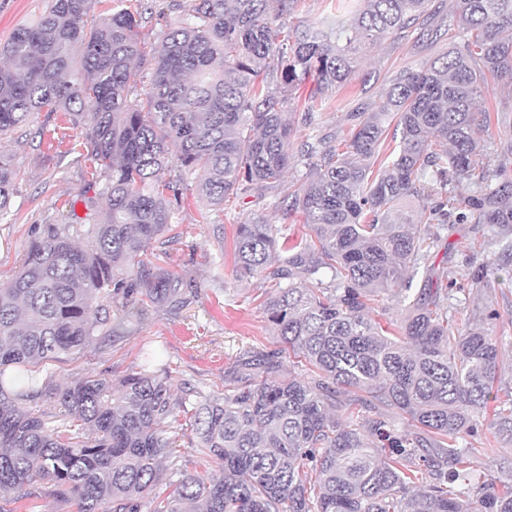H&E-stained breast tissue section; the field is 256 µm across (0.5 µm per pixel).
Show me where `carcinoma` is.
Here are the masks:
<instances>
[{
	"instance_id": "cac0c4a2",
	"label": "carcinoma",
	"mask_w": 512,
	"mask_h": 512,
	"mask_svg": "<svg viewBox=\"0 0 512 512\" xmlns=\"http://www.w3.org/2000/svg\"><path fill=\"white\" fill-rule=\"evenodd\" d=\"M123 2L97 15L91 0H48L0 45V138L36 112L63 111L94 164L87 244L74 243V225L47 224L0 284V493L23 498L44 482L75 512H139L156 487L175 444L161 430L176 414L166 370L145 364L116 381L88 375L40 390L17 377L112 335L118 299L181 303L183 279L144 259L180 201L163 179L174 157L198 175L209 207L307 165L288 210L310 234L281 253L265 218L237 225L240 276L276 288L264 311L281 348L243 358L231 392L196 403L189 426L214 474L183 475L154 512H512V468L488 476L459 443L487 415L512 442V399L493 391L497 337L453 320V291L465 289L435 286L433 271L417 288L401 285L438 240L414 225L446 224L454 211L457 224L512 228V134L499 139L503 161L480 168L474 137L478 118L490 122L474 111L488 78L512 81V0H458L460 41L390 77L377 108L351 114L342 146L319 138L298 154L288 92L311 78L316 96H332L361 54L418 29L427 0H346L343 16L302 29L291 25L297 0H191L144 74ZM14 178L0 155V223ZM467 181L482 189L456 198ZM400 289L395 334L371 301ZM285 352L305 378H273ZM350 390L419 431L398 434L382 413L341 423L336 400ZM46 394L71 428L47 426L29 406Z\"/></svg>"
}]
</instances>
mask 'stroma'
<instances>
[{
  "instance_id": "1",
  "label": "stroma",
  "mask_w": 512,
  "mask_h": 512,
  "mask_svg": "<svg viewBox=\"0 0 512 512\" xmlns=\"http://www.w3.org/2000/svg\"><path fill=\"white\" fill-rule=\"evenodd\" d=\"M151 12L138 20L139 40L148 51H158L170 28L185 18L190 0H146ZM456 0H427L419 34L398 41H385L361 61L348 85L325 99L315 120L303 133L313 137H349L348 113L367 112L377 105L387 78L398 71L418 68L422 61L443 51L447 38H432L431 32L444 19L454 17ZM478 111L498 110L499 120L478 128L479 163L496 159L494 141L512 126V87L489 82ZM82 132L63 113L38 112L31 122L0 139V154L17 171L11 200V220L0 224V283L12 279L39 227L65 224L71 215L85 216L80 196L85 190L91 163L81 145ZM308 169H290L283 184L275 188L251 186L243 196H228L223 207L208 209L196 196L194 176H180L170 167L165 176L182 180L181 203L172 218L174 236H160L147 250L152 265L177 272L191 289L182 306L143 305L128 309L124 301L112 305L113 317L126 323L109 340L98 343L84 356H65L37 366L33 389L45 384L64 386L76 378L98 374L120 378L136 370L144 355L157 351V366L171 375L174 397L192 393L194 400L223 393L224 380L250 351L271 352L279 347L276 333L267 321L262 303L269 290L259 278L242 279L236 273L234 237L237 224L259 215L276 225L278 237L296 241L309 230L300 215L289 212L284 202L289 192L307 178ZM427 267L442 274V285H470L485 272L487 261L496 259V233L487 224H458L441 231ZM491 283L482 303L498 314L493 331L499 344V380L512 388V262L490 275ZM184 414L167 420V432L177 435L173 454L160 465L158 491L182 477L186 459L195 458L196 439L185 429ZM6 512H75L69 499L55 495L49 485L36 483L29 497L5 501Z\"/></svg>"
}]
</instances>
